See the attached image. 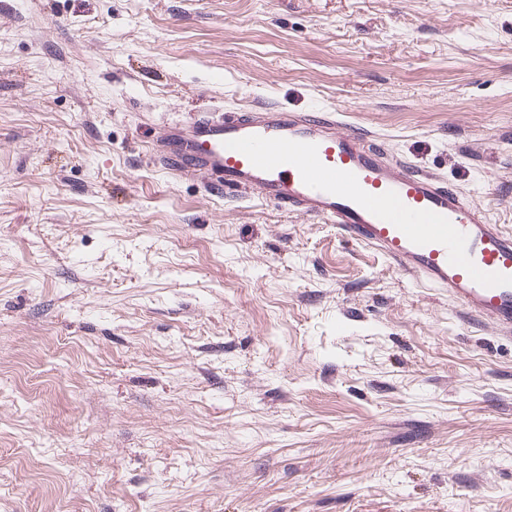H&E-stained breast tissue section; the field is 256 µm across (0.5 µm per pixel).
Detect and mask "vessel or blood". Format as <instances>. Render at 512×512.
<instances>
[{
  "label": "vessel or blood",
  "instance_id": "b4317fda",
  "mask_svg": "<svg viewBox=\"0 0 512 512\" xmlns=\"http://www.w3.org/2000/svg\"><path fill=\"white\" fill-rule=\"evenodd\" d=\"M159 159L205 187L323 218L512 335V232L427 171L386 158L334 111L254 106L165 127Z\"/></svg>",
  "mask_w": 512,
  "mask_h": 512
}]
</instances>
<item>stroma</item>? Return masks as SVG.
<instances>
[{"mask_svg":"<svg viewBox=\"0 0 512 512\" xmlns=\"http://www.w3.org/2000/svg\"><path fill=\"white\" fill-rule=\"evenodd\" d=\"M256 104L512 231V0H0V512H512V336L157 164Z\"/></svg>","mask_w":512,"mask_h":512,"instance_id":"stroma-1","label":"stroma"}]
</instances>
